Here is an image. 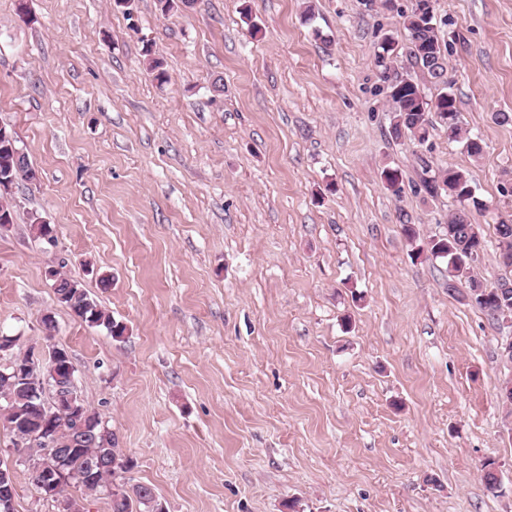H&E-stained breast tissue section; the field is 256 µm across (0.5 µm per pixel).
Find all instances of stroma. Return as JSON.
I'll return each instance as SVG.
<instances>
[{"mask_svg":"<svg viewBox=\"0 0 512 512\" xmlns=\"http://www.w3.org/2000/svg\"><path fill=\"white\" fill-rule=\"evenodd\" d=\"M413 2L199 0L164 17L154 0L129 15L26 0L24 16L0 0V124L40 172L8 193L0 333L16 356L69 351L128 479L168 512H512V326L411 255L457 207L421 192L425 158L485 203L474 275L512 277L495 235L512 220V0H432L440 82L408 55ZM387 38L427 98L450 87L480 158L440 125L422 146L391 137ZM59 263L124 338L58 304Z\"/></svg>","mask_w":512,"mask_h":512,"instance_id":"stroma-1","label":"stroma"}]
</instances>
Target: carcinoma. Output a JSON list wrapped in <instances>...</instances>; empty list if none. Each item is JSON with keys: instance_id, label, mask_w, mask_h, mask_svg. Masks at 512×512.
<instances>
[{"instance_id": "obj_1", "label": "carcinoma", "mask_w": 512, "mask_h": 512, "mask_svg": "<svg viewBox=\"0 0 512 512\" xmlns=\"http://www.w3.org/2000/svg\"><path fill=\"white\" fill-rule=\"evenodd\" d=\"M422 17L417 14V4H412L409 13L403 15V26L408 31L409 54L415 64L426 69V72L435 79H440L446 71L445 56L441 53L437 28L433 20H428L425 25H420ZM382 52L377 56L378 66L381 67V76L388 82L390 89L401 87L400 105L392 113L390 134L395 139L407 137L419 145L429 141L430 130L434 128V112L429 107V100L423 95L418 83L400 86V77L394 74L391 66L389 52L390 45H381ZM428 51L434 54L441 63L429 67L422 56V52ZM448 136L463 143V148L472 157L478 158L482 155V143L471 136H461L459 124L447 126ZM423 191L436 197L446 193L458 202V209L448 220L452 233L434 238L429 242V252L435 259L440 258L446 261L448 267V282H456L465 286L470 291L469 302L472 306L483 311L492 320H499V312L507 309L512 312V289L505 294H498L483 287V282L471 275L472 264L469 255L474 247L478 245L476 239L475 225L469 219V207L479 208L483 202L475 196L468 175L453 166L446 168H433L429 160L420 158ZM33 167L28 156L19 160L12 159V156L0 151V172L12 169L15 179H25L24 173ZM497 236V248H506L512 251V224L500 221L495 225ZM54 293L60 296L58 302L66 306L76 317L85 323L93 322L97 327H103L115 339L122 336L126 326L103 309L98 301L84 288L83 284L70 276L63 277ZM10 401L5 407L13 411V417L8 419V428L16 438L14 447L22 444V438L28 431L22 429V425L31 428L40 426L43 415L44 403L39 395H33L30 390L24 387V382H19L9 392ZM108 445L112 446V458L107 460L102 469L98 471V480L104 484L112 485L110 502L112 512H145V505L137 502L130 491L154 494L150 486L136 485L132 488L126 485L125 478L120 473L131 468V461L117 448L116 435L108 434ZM91 458L89 450H79L66 458L64 469L69 474L65 484L79 487L87 492H92L82 477L89 468Z\"/></svg>"}]
</instances>
